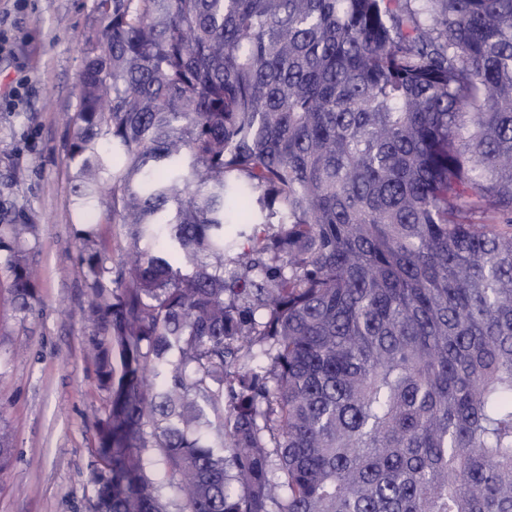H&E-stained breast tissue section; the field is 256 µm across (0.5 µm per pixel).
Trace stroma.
<instances>
[{"label":"stroma","mask_w":512,"mask_h":512,"mask_svg":"<svg viewBox=\"0 0 512 512\" xmlns=\"http://www.w3.org/2000/svg\"><path fill=\"white\" fill-rule=\"evenodd\" d=\"M0 15L11 45L0 54V94L28 80L25 103L0 108V210L33 224L25 256L40 276L33 310L20 313L0 250V435L11 448L0 512H92L97 425L109 396L88 348L95 329L83 318L91 294L77 232L93 226L113 266L129 237L109 221L108 197L77 210L66 118L78 107L86 44L104 22L98 0H29L22 11L0 0Z\"/></svg>","instance_id":"obj_1"}]
</instances>
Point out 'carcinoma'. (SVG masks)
Returning a JSON list of instances; mask_svg holds the SVG:
<instances>
[{"mask_svg": "<svg viewBox=\"0 0 512 512\" xmlns=\"http://www.w3.org/2000/svg\"><path fill=\"white\" fill-rule=\"evenodd\" d=\"M415 2L100 0L94 512H512V0Z\"/></svg>", "mask_w": 512, "mask_h": 512, "instance_id": "cac0c4a2", "label": "carcinoma"}]
</instances>
